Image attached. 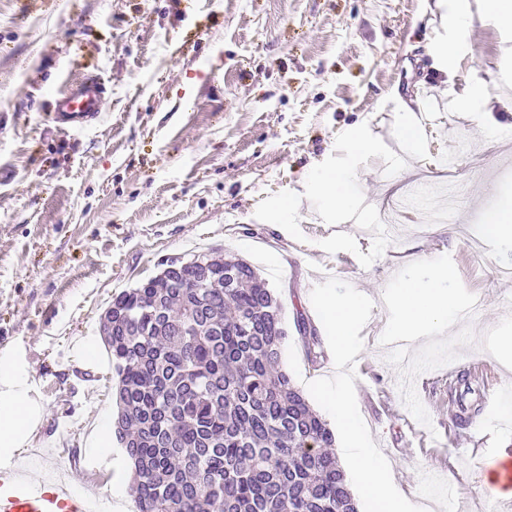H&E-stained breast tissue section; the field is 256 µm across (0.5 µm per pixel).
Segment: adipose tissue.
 <instances>
[{
  "instance_id": "obj_1",
  "label": "adipose tissue",
  "mask_w": 512,
  "mask_h": 512,
  "mask_svg": "<svg viewBox=\"0 0 512 512\" xmlns=\"http://www.w3.org/2000/svg\"><path fill=\"white\" fill-rule=\"evenodd\" d=\"M351 181L350 172L325 171L314 178L313 191L325 208L348 213L359 203ZM453 277L451 267L430 264L424 277H410L402 282L395 296L398 336L415 339L423 329L444 328L456 321L459 305L446 288ZM324 311L328 326L326 347L331 364L338 367L358 351L352 329L363 312V300L355 293L330 296L325 300ZM29 379L28 371L20 368L11 356L0 355L1 448L24 447L39 422L40 409L28 396ZM320 396L342 437V454L362 498L375 512H402L401 500L392 487L389 465L364 439L348 377L342 374L323 385Z\"/></svg>"
}]
</instances>
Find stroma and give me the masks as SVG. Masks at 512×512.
Wrapping results in <instances>:
<instances>
[{"label": "stroma", "instance_id": "stroma-1", "mask_svg": "<svg viewBox=\"0 0 512 512\" xmlns=\"http://www.w3.org/2000/svg\"><path fill=\"white\" fill-rule=\"evenodd\" d=\"M449 28L457 0H0V352L30 374L41 410L27 446L0 450L39 479L61 457L104 479L76 489L111 499L120 441L90 451L88 429L116 396L107 358L84 364L113 297L171 258L219 250L250 264L281 303L282 366L319 408L335 369L295 328L322 300L358 291L359 358L348 372L359 421L425 512H512L486 486L512 440V408L489 404L473 363L506 369L481 338L512 315V249L480 226L512 193V29L481 0ZM462 50L444 71L437 48ZM104 89L97 119L57 122L56 92L84 78ZM488 91L483 112L454 93ZM421 109V153L396 135ZM374 141L351 154V132ZM347 169L360 194L350 219L313 196L312 175ZM449 180L460 203L425 225ZM397 234L376 222L402 197ZM454 267L447 289L468 317L419 343L387 348L401 281L425 263ZM469 372L468 383L449 374ZM485 426L473 436L465 421ZM454 470L440 469L439 454ZM486 99L481 83L476 82L463 92L455 94L454 104L460 112H483Z\"/></svg>", "mask_w": 512, "mask_h": 512}]
</instances>
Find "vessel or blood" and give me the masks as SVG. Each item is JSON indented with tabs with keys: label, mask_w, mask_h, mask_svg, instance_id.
Listing matches in <instances>:
<instances>
[{
	"label": "vessel or blood",
	"mask_w": 512,
	"mask_h": 512,
	"mask_svg": "<svg viewBox=\"0 0 512 512\" xmlns=\"http://www.w3.org/2000/svg\"><path fill=\"white\" fill-rule=\"evenodd\" d=\"M102 88L86 79L66 92L56 94L53 107L58 122L79 128L101 113ZM0 512H101L86 494L72 484L43 475L40 481L18 467L0 464Z\"/></svg>",
	"instance_id": "1"
}]
</instances>
